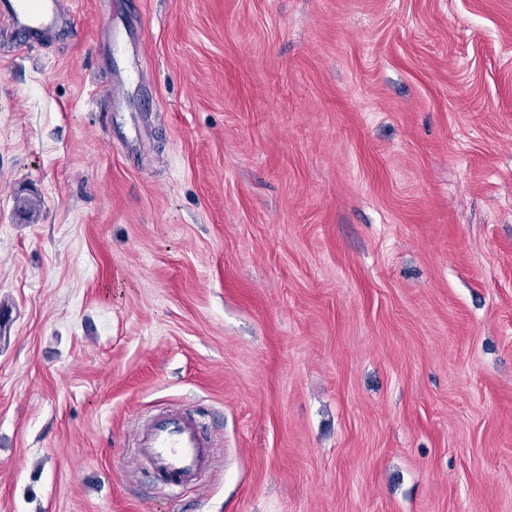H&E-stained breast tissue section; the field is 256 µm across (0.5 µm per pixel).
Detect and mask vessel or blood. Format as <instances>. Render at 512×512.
Segmentation results:
<instances>
[{
	"label": "vessel or blood",
	"mask_w": 512,
	"mask_h": 512,
	"mask_svg": "<svg viewBox=\"0 0 512 512\" xmlns=\"http://www.w3.org/2000/svg\"><path fill=\"white\" fill-rule=\"evenodd\" d=\"M0 14L11 20L19 45L27 46L58 32L60 0H0ZM134 435L139 459L168 485L195 482L211 465L212 443L191 415L158 414Z\"/></svg>",
	"instance_id": "b4317fda"
}]
</instances>
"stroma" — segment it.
I'll return each instance as SVG.
<instances>
[{
	"mask_svg": "<svg viewBox=\"0 0 512 512\" xmlns=\"http://www.w3.org/2000/svg\"><path fill=\"white\" fill-rule=\"evenodd\" d=\"M61 16L0 17V512H512V0ZM0 13L12 21L19 46L38 43L59 32V0H1ZM137 463L147 459L157 478L171 486L195 482L209 469L212 443L195 417L160 413L134 431Z\"/></svg>",
	"mask_w": 512,
	"mask_h": 512,
	"instance_id": "1",
	"label": "stroma"
}]
</instances>
